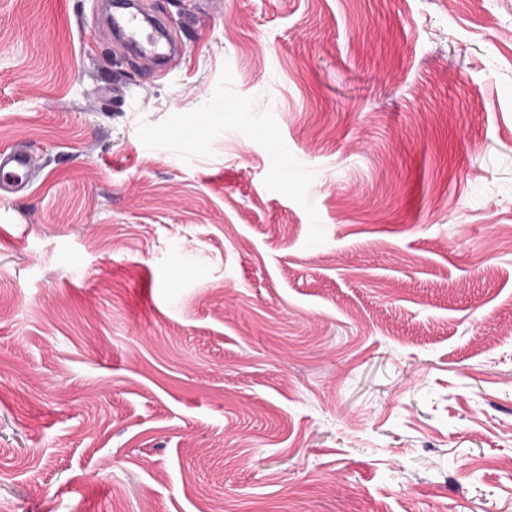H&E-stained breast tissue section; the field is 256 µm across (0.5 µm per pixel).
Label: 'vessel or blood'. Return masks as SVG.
I'll return each instance as SVG.
<instances>
[{"label":"vessel or blood","instance_id":"1","mask_svg":"<svg viewBox=\"0 0 512 512\" xmlns=\"http://www.w3.org/2000/svg\"><path fill=\"white\" fill-rule=\"evenodd\" d=\"M99 34L131 49L135 56L153 64V75H160L172 62L184 57L181 42L168 30L166 17L159 11L135 4L129 11L112 10L109 0L96 5ZM31 154L21 149L0 151V191L15 194L24 190L34 171Z\"/></svg>","mask_w":512,"mask_h":512}]
</instances>
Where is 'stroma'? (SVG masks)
<instances>
[{
	"instance_id": "35a3bbf8",
	"label": "stroma",
	"mask_w": 512,
	"mask_h": 512,
	"mask_svg": "<svg viewBox=\"0 0 512 512\" xmlns=\"http://www.w3.org/2000/svg\"><path fill=\"white\" fill-rule=\"evenodd\" d=\"M156 3L0 0V512H512V0ZM132 4L117 9L135 11H111L112 1H97L99 36L120 43L131 49L135 57H145L153 63L148 75L158 76L172 62L178 64L184 58L181 42L168 30L166 17L157 10L148 11L143 3ZM143 23L151 31L145 33ZM31 154L21 149L0 151V191L15 194L24 190L34 171Z\"/></svg>"
}]
</instances>
